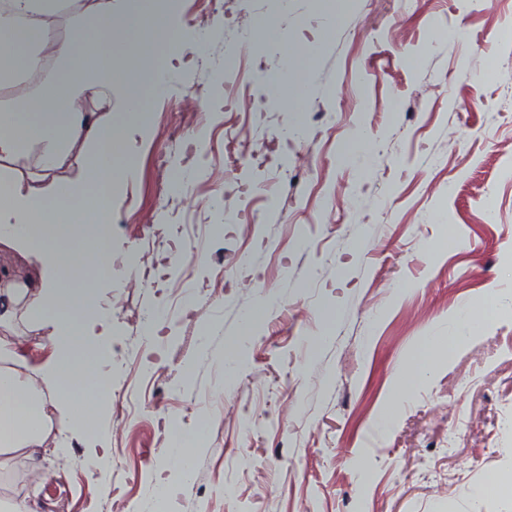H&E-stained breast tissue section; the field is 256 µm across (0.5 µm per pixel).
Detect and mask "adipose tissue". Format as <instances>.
Returning <instances> with one entry per match:
<instances>
[{"mask_svg":"<svg viewBox=\"0 0 512 512\" xmlns=\"http://www.w3.org/2000/svg\"><path fill=\"white\" fill-rule=\"evenodd\" d=\"M68 0H11L0 13V49L16 57L13 70L24 72L34 99L32 107L0 113V160L16 161L36 154L44 178L36 182L10 172L0 173V248L22 258L37 257L39 275L22 288L0 289V325L16 318L42 333L49 358L30 368L21 353L23 340L0 339V473L10 472L18 459L37 461L47 447L62 449L72 425L94 431L96 413L87 410L80 390L96 380L93 366L102 347L91 344L83 330L99 320L98 311L76 305L77 297L98 288L99 280L83 270L95 257L83 253L70 263L56 256L61 232L78 237L102 236L112 213V143L131 119L140 117V99H130L116 119L85 111L87 99L112 107L115 59L138 56L149 81L161 72L142 42L116 44L119 27L146 30L153 12L134 0L126 19L102 5L88 24L69 37H58L48 16L61 12ZM60 60L47 76L36 69L40 53ZM93 141L96 155L84 174V186L55 180L73 147Z\"/></svg>","mask_w":512,"mask_h":512,"instance_id":"adipose-tissue-1","label":"adipose tissue"}]
</instances>
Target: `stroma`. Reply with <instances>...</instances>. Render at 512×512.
Returning <instances> with one entry per match:
<instances>
[{
  "mask_svg": "<svg viewBox=\"0 0 512 512\" xmlns=\"http://www.w3.org/2000/svg\"><path fill=\"white\" fill-rule=\"evenodd\" d=\"M174 2L146 34L156 54L172 28L213 39L171 59L161 92L129 63L112 85L113 110L145 108L112 145V268L89 300L112 394L84 388L100 423L70 431V467L40 458L54 492L22 459L0 501L132 512L156 484L154 512H512L487 488L512 471V0ZM291 69L306 96L270 89ZM191 94L205 110L185 119ZM257 126L302 136L255 142L265 163L213 209L226 134ZM241 250L251 265L225 276ZM470 304L493 313L465 327ZM181 435L199 442L188 481L168 464Z\"/></svg>",
  "mask_w": 512,
  "mask_h": 512,
  "instance_id": "obj_1",
  "label": "stroma"
}]
</instances>
